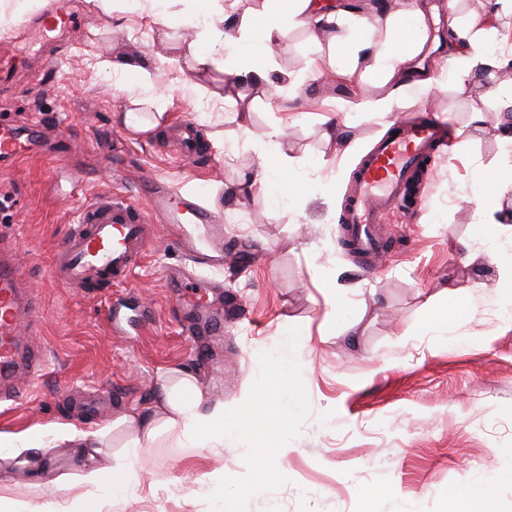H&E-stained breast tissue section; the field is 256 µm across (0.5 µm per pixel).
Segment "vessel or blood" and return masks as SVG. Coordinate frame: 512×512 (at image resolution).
<instances>
[{
  "mask_svg": "<svg viewBox=\"0 0 512 512\" xmlns=\"http://www.w3.org/2000/svg\"><path fill=\"white\" fill-rule=\"evenodd\" d=\"M42 131L41 123L26 129L0 123V164L24 158ZM444 122L427 115L398 125L357 168L340 216L347 245L362 254L385 255L375 230L390 215L402 211L410 183L423 158L448 145ZM174 152L195 161L206 153L191 123H184ZM214 223V214L200 202L147 180L141 200L106 196L86 207L57 253L55 277L74 288H104L127 278L139 267L145 252L148 226ZM39 304L27 286L14 257L0 254V407L14 406L22 380H35L46 367V350L34 342Z\"/></svg>",
  "mask_w": 512,
  "mask_h": 512,
  "instance_id": "1",
  "label": "vessel or blood"
}]
</instances>
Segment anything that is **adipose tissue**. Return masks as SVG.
Wrapping results in <instances>:
<instances>
[{"label":"adipose tissue","instance_id":"adipose-tissue-1","mask_svg":"<svg viewBox=\"0 0 512 512\" xmlns=\"http://www.w3.org/2000/svg\"><path fill=\"white\" fill-rule=\"evenodd\" d=\"M216 0H192L193 19L205 20V34L192 52L197 71L228 70L237 76H251L265 83L269 80L268 62L277 45L283 44L289 31L307 28L330 32L335 56H316L311 67L323 75L335 68L336 56L359 57L371 45L370 38L380 23L374 14H359L341 9L336 14L317 12L313 0H281L272 11H257L241 21L240 36L229 38L213 17ZM497 12L486 9L472 13L466 21L449 16L448 31L454 50L447 65L458 83H466L489 69L507 65L506 57L489 52L485 44L494 33ZM340 35H333V28ZM425 38L421 9H413L408 19L386 28V40L380 51L387 75L401 70L416 54ZM121 422L133 433L131 448L154 442L159 433L199 435L216 443L224 439L246 437L255 442H267L288 427L286 412L274 409L262 399H253L247 408L228 409L224 405H206L200 381L192 369L173 370L160 378L151 402L141 410L125 415ZM110 428L81 429L70 423L55 424L50 432L29 431L12 436L4 456L27 469L30 477L40 478L41 470L34 459L43 447L44 436L79 450L87 460L80 475L83 494L74 512H101L103 491L121 495L128 491L133 472L131 467L113 468L102 462L100 454L108 445Z\"/></svg>","mask_w":512,"mask_h":512}]
</instances>
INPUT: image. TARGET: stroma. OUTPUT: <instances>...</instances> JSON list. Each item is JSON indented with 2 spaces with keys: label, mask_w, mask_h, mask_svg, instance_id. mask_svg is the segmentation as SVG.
I'll list each match as a JSON object with an SVG mask.
<instances>
[{
  "label": "stroma",
  "mask_w": 512,
  "mask_h": 512,
  "mask_svg": "<svg viewBox=\"0 0 512 512\" xmlns=\"http://www.w3.org/2000/svg\"><path fill=\"white\" fill-rule=\"evenodd\" d=\"M86 24L55 60L52 33L32 26L35 0H0V39L23 60L13 87L0 91V122L34 121L53 130L50 142L16 167L0 169V245L14 250L25 279L41 297V377L11 409L0 410V433L47 429L56 423L111 427L113 465L127 462L119 417L147 405L160 373L190 367L209 404H238L262 392L264 362L289 352L295 384L280 401L289 427L278 448L244 439L223 447L198 441L173 447L160 437L141 448L145 461L123 496L107 497L103 512H214L212 477L237 512H459L463 490L488 486L498 512H512V291L499 285L512 266V242L500 227L481 223L478 200L498 192L512 199V182H492L512 163V146L495 126L497 99L489 88L512 90V67L464 84L439 77L423 94L401 91L393 116L360 119L354 107L387 91L375 44L358 60L338 59L337 75L314 77L309 30L289 32L271 61L273 85L249 86V134H239L225 98V75L191 67L198 27L183 26L185 0H82ZM435 59L448 41L447 17L482 9L485 0H422ZM138 55L164 73L162 86L128 87L113 56ZM163 96L158 127L131 133L119 120L129 96ZM435 110L452 141L422 176L415 213L387 217L394 239L382 259L354 256L341 244L338 217L351 176L398 123ZM482 122H473L474 113ZM191 120L210 157L194 164L169 151L175 123ZM335 121L353 153L328 143ZM274 125L282 150L266 147ZM272 172L250 186L259 163ZM291 168L293 193L279 189ZM154 177L217 213L208 230L227 255L244 251L240 272L193 264L165 232L121 284L81 295L52 275L55 251L83 206L106 193L137 199ZM241 191L226 204L230 191ZM335 307L326 304L327 289ZM455 291L460 314L446 339L426 333L431 315ZM202 302L222 310L224 332L210 336L187 313ZM99 413L87 415L85 401ZM83 460L46 443L43 479L0 461V497L19 512H65L79 486L52 480L79 474ZM273 477L249 490L255 473Z\"/></svg>",
  "instance_id": "obj_1"
}]
</instances>
